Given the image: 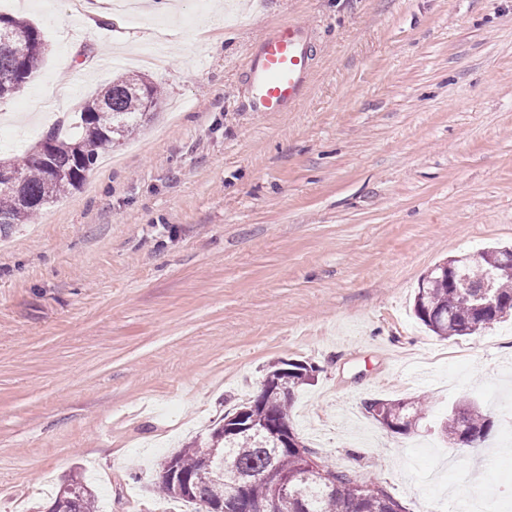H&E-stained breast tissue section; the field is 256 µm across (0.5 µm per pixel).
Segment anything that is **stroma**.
<instances>
[{
    "instance_id": "1",
    "label": "stroma",
    "mask_w": 512,
    "mask_h": 512,
    "mask_svg": "<svg viewBox=\"0 0 512 512\" xmlns=\"http://www.w3.org/2000/svg\"><path fill=\"white\" fill-rule=\"evenodd\" d=\"M70 9L0 0L48 45L0 103V157L120 75L163 96L79 190L0 233V512H46L79 473L100 512H160L161 461L279 359L317 369L291 421L325 468L406 512L477 489L512 512V318L443 340L413 311L435 266L512 243V0H158L77 30ZM288 22L317 32L304 101L248 111L247 51ZM416 396L407 435L363 406ZM462 401L495 421L479 447L440 434Z\"/></svg>"
}]
</instances>
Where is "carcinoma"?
I'll use <instances>...</instances> for the list:
<instances>
[{"instance_id": "carcinoma-1", "label": "carcinoma", "mask_w": 512, "mask_h": 512, "mask_svg": "<svg viewBox=\"0 0 512 512\" xmlns=\"http://www.w3.org/2000/svg\"><path fill=\"white\" fill-rule=\"evenodd\" d=\"M13 28L39 44L25 58L0 44V101L23 90L41 69L47 55V43L36 26L27 20L6 17ZM160 106L161 93L151 80L138 75L118 77L87 99L77 113L70 130L62 133L50 129L20 164H11L21 177L16 190L0 183V228L11 224H29L47 204L77 189L99 157L112 151L109 137L126 140L150 122L155 113L145 110L146 99ZM493 286L498 305L480 313L476 307L483 281ZM414 311L431 332L443 339L475 334L481 318L501 321L512 314V250L493 247L476 257L459 262L457 272L436 266L419 284ZM288 367V383L280 389H260L248 419L276 420L292 426L291 403L295 391L310 384L314 368L308 364L276 361L268 365L265 380L274 381L283 367ZM378 407L384 417L394 422L397 432L409 434L425 411L422 399H372L365 411ZM211 428L203 441L195 442L160 463L158 490L163 496L185 502L224 504L227 494L243 482L249 483L252 497H272L271 481L266 473L271 466L298 477L301 501L274 512H405L401 503L382 488L360 483L345 472H334L336 486L325 489L326 479L320 473L303 468V459L295 448H284L279 439L253 429L226 434L225 419ZM493 426L490 415L481 407L464 404L448 415L441 433L453 443L477 448ZM204 477L194 495L183 492L176 476ZM49 512H98L92 488L78 475L71 486H59Z\"/></svg>"}]
</instances>
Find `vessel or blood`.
<instances>
[{
	"mask_svg": "<svg viewBox=\"0 0 512 512\" xmlns=\"http://www.w3.org/2000/svg\"><path fill=\"white\" fill-rule=\"evenodd\" d=\"M311 26L288 23L266 35L249 52L244 84L253 112H289L299 107L314 67Z\"/></svg>",
	"mask_w": 512,
	"mask_h": 512,
	"instance_id": "1",
	"label": "vessel or blood"
}]
</instances>
